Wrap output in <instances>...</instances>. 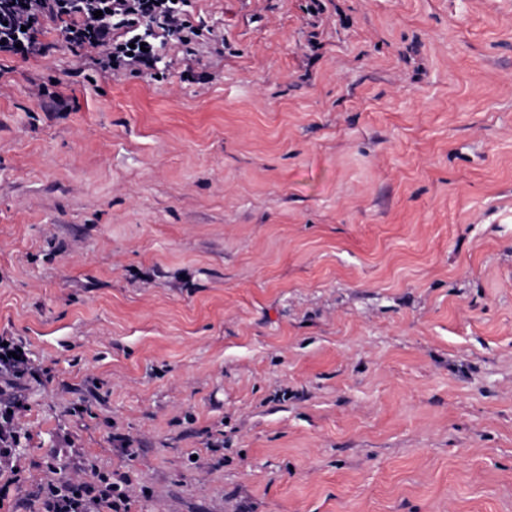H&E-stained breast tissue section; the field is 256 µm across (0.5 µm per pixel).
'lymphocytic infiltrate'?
<instances>
[{
  "instance_id": "lymphocytic-infiltrate-1",
  "label": "lymphocytic infiltrate",
  "mask_w": 512,
  "mask_h": 512,
  "mask_svg": "<svg viewBox=\"0 0 512 512\" xmlns=\"http://www.w3.org/2000/svg\"><path fill=\"white\" fill-rule=\"evenodd\" d=\"M58 24L66 47L104 75L151 73L156 44L192 43L188 0H0V56L46 54L47 23ZM128 474L101 473L86 462L80 475L48 481L39 512H129Z\"/></svg>"
}]
</instances>
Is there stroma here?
Here are the masks:
<instances>
[{
  "mask_svg": "<svg viewBox=\"0 0 512 512\" xmlns=\"http://www.w3.org/2000/svg\"><path fill=\"white\" fill-rule=\"evenodd\" d=\"M306 3L193 0L222 52L151 77L0 58V512L52 448L130 512H512V0ZM7 342V346H4ZM9 352H15L18 359L9 355ZM27 364V354L20 344L11 336H0V374L2 371H12L13 378H6L7 384H17V379H21L25 372ZM6 394L7 389L0 386V474L9 471L16 475L20 472L14 449L19 442L17 431L13 425L14 408H17V405L16 400L8 397L5 407L2 409V396ZM9 411H12V414H9Z\"/></svg>",
  "mask_w": 512,
  "mask_h": 512,
  "instance_id": "1",
  "label": "stroma"
}]
</instances>
